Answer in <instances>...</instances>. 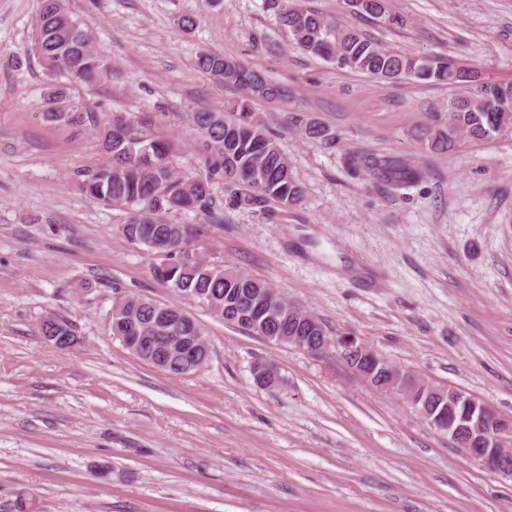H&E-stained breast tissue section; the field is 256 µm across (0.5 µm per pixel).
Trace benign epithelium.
<instances>
[{
	"instance_id": "benign-epithelium-1",
	"label": "benign epithelium",
	"mask_w": 512,
	"mask_h": 512,
	"mask_svg": "<svg viewBox=\"0 0 512 512\" xmlns=\"http://www.w3.org/2000/svg\"><path fill=\"white\" fill-rule=\"evenodd\" d=\"M288 341L311 355H321L334 348L347 363L354 357L360 360L358 372L367 379L384 361L374 351L347 337L290 336ZM179 344L183 356L191 363L198 361L200 352L205 350L199 336L191 341L181 340ZM431 391L442 404L439 411L414 406L429 425L440 433H448L465 458L494 474L512 476V418L496 413L485 402L453 387H433Z\"/></svg>"
}]
</instances>
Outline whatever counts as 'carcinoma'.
I'll list each match as a JSON object with an SVG mask.
<instances>
[{
	"label": "carcinoma",
	"mask_w": 512,
	"mask_h": 512,
	"mask_svg": "<svg viewBox=\"0 0 512 512\" xmlns=\"http://www.w3.org/2000/svg\"><path fill=\"white\" fill-rule=\"evenodd\" d=\"M265 3L288 33L291 46L303 53L379 80L453 86L464 82L451 55L399 52L365 33L340 28L322 13L291 0ZM33 49L47 70H63L83 81L91 80L100 68L89 35L63 0H41ZM197 64L226 84L253 88L262 99L285 96V89L240 63L233 69L224 68L221 55L202 54ZM251 102L247 97L236 103L233 111L238 117L233 121L224 119L222 112L192 113L194 129L206 131L204 146L210 157L205 173L197 176L176 171L175 148L162 134L126 114H113L98 129L107 161L85 174L83 187L90 197L128 210L120 225L127 241L144 246L154 243L159 250L170 252L169 262L150 267V273L178 296L193 298L225 321L275 343L286 344L290 336H324L319 319L286 299L277 302L267 282L200 258L193 249L198 229L170 218L174 213L191 212L219 218L220 206L212 191L219 183L235 200L249 205L272 200L290 206L303 199L302 183L277 142L255 118ZM44 117L50 122H83L80 112L50 107ZM288 129L301 130L328 146L336 142L334 132L307 122L300 112L288 116ZM506 131H512V83L487 81L466 87L448 103V124L423 127L419 139L431 152L447 153L462 135L489 139ZM352 165L396 190L421 176L420 170L393 156L362 154L352 159ZM39 331L69 337L71 348L78 344L72 323L64 317L43 318ZM111 331L133 357L171 375H189L203 367L201 363L185 365L170 341L172 336L203 332L192 316L175 305L145 296H122L114 302Z\"/></svg>",
	"instance_id": "1"
}]
</instances>
